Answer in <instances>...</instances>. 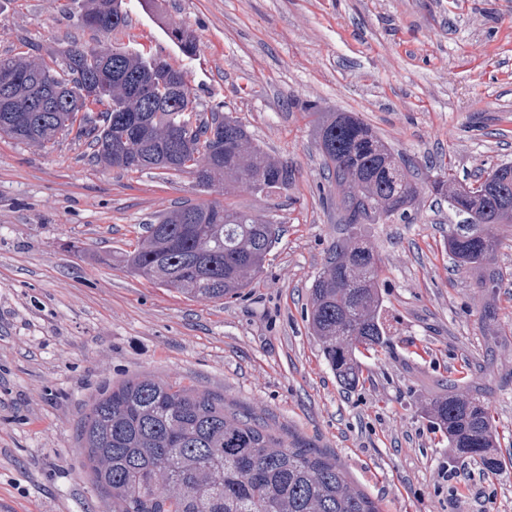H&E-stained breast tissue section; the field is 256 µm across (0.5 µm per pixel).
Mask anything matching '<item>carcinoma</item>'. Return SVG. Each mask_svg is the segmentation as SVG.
<instances>
[{"label": "carcinoma", "mask_w": 512, "mask_h": 512, "mask_svg": "<svg viewBox=\"0 0 512 512\" xmlns=\"http://www.w3.org/2000/svg\"><path fill=\"white\" fill-rule=\"evenodd\" d=\"M94 17V32L112 37V91L108 98L84 97L86 83L107 67L97 46L72 42L61 66L39 57L0 58L29 75L0 94V134L22 143L45 144L58 136L86 140L94 158L125 171L145 168L181 172L197 150L183 139L179 113L164 104L144 111L151 93L193 117L185 72L118 44L125 33V0H81L79 26ZM166 35L187 57L196 55L195 35L167 26ZM62 89L53 112H26L24 104L41 85ZM209 141L214 162L195 178L202 191L224 185V194L244 186L257 196L288 191L294 172L288 163L267 156L239 121L211 113L196 125ZM317 134L330 185L344 223L369 224L382 217L405 218L417 185L405 165L360 118L331 112ZM138 156L135 165L116 162L118 154ZM456 176L437 178L432 190L465 217L448 235L455 261L479 271L481 288L498 286L492 258L498 241L492 229L512 225V163L496 166L480 182L457 188ZM145 235L125 254L132 273L188 297L226 300L248 287L279 239L267 216L253 215L218 202L181 206L144 225ZM381 260L362 238L336 246L325 270L311 287L307 320L325 361L339 383L353 389L362 377L360 349L387 345L378 291ZM431 415L460 454L480 460L490 472L500 462L489 449L496 430L483 404L450 386L434 401ZM93 483L111 501L112 512H381L378 503L349 486L331 456L287 442L250 415L224 408V396L192 385L142 375L115 384L97 397L78 432Z\"/></svg>", "instance_id": "1"}]
</instances>
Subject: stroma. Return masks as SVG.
<instances>
[{
    "label": "stroma",
    "instance_id": "1",
    "mask_svg": "<svg viewBox=\"0 0 512 512\" xmlns=\"http://www.w3.org/2000/svg\"><path fill=\"white\" fill-rule=\"evenodd\" d=\"M129 47L184 69L194 109L237 119L295 171L287 192L200 191L187 173L97 165L70 135H0V512H111L77 438L91 401L149 374L223 395L287 440L336 457L382 512H512V226L496 289L448 252L458 216L431 183L512 162V0H126ZM71 0H0V57L92 35ZM195 33L189 58L162 31ZM350 112L418 171L410 221L357 232L379 253L389 343L345 389L307 321L313 281L349 229L328 199L314 114ZM230 199L281 240L238 298H188L129 272L143 226ZM493 318H485V311ZM498 432L491 473L428 409L449 385Z\"/></svg>",
    "mask_w": 512,
    "mask_h": 512
}]
</instances>
